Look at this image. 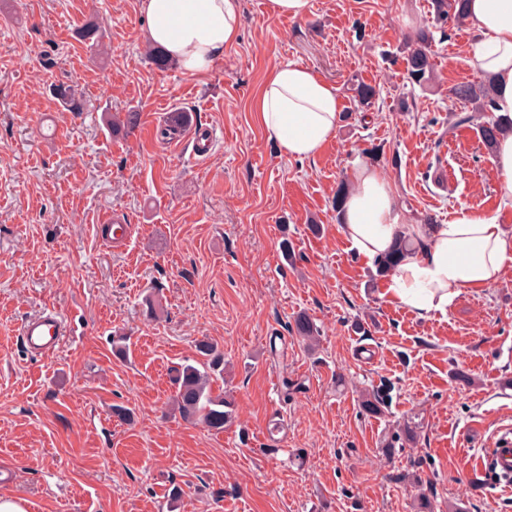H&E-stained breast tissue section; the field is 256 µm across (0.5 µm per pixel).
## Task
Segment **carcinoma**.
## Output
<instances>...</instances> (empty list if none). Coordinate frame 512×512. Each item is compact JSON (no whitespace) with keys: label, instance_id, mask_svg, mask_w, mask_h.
Segmentation results:
<instances>
[{"label":"carcinoma","instance_id":"1","mask_svg":"<svg viewBox=\"0 0 512 512\" xmlns=\"http://www.w3.org/2000/svg\"><path fill=\"white\" fill-rule=\"evenodd\" d=\"M466 0H431V8L436 23L447 25L459 24L466 20ZM407 75L412 83L425 87L433 79L431 62V40L427 31L416 33L411 46L406 50ZM454 97L471 111L453 113L448 119V129L469 125L480 118L483 112L496 109L491 81L485 79L476 83L460 84L453 90ZM482 143L487 149L497 140L501 125L497 117L479 125ZM413 246V242L403 238L396 248L382 257L377 271L386 276L393 271L404 251ZM294 332L306 341L319 335L317 327L309 317L298 316L294 321ZM197 359L192 363H184L175 368L174 384L176 386L174 403L181 419L191 423H201L205 427L221 431L234 418V402L228 395L212 396L210 381L213 377L224 373V356L212 342L203 339L196 346ZM386 403L381 390L372 391L362 396L361 408L368 414L379 415Z\"/></svg>","mask_w":512,"mask_h":512}]
</instances>
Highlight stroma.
Wrapping results in <instances>:
<instances>
[{"label":"stroma","instance_id":"stroma-1","mask_svg":"<svg viewBox=\"0 0 512 512\" xmlns=\"http://www.w3.org/2000/svg\"><path fill=\"white\" fill-rule=\"evenodd\" d=\"M140 2L0 0V466L13 473L0 495L28 512H417L400 479L414 471L434 512H512V491L472 470L512 425V263L422 318L388 297L333 206L371 163L403 223L444 224L465 206L512 233L477 126L448 128L453 88L485 77L472 25H436L429 0H311L300 20L239 0L237 42L192 75L154 63ZM87 25L98 39L79 38ZM423 27L424 88L403 55ZM289 62L342 101L335 138L311 160L288 157L251 108ZM359 82L376 88L374 107L358 105ZM60 85L79 110L56 98ZM130 112L136 125L112 136L108 120ZM174 112L221 128L207 160L192 158L190 131L163 138ZM117 217L133 233L112 243ZM49 309L70 331L29 355L20 326ZM302 312L320 331L312 350L293 331ZM204 338L226 363L212 392L236 405L221 432L183 421L172 401L173 367ZM372 388L387 395L377 416L359 407ZM410 417L415 443H394Z\"/></svg>","mask_w":512,"mask_h":512}]
</instances>
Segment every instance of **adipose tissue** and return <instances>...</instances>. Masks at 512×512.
Wrapping results in <instances>:
<instances>
[{
    "mask_svg": "<svg viewBox=\"0 0 512 512\" xmlns=\"http://www.w3.org/2000/svg\"><path fill=\"white\" fill-rule=\"evenodd\" d=\"M140 8L150 43L191 74L208 71L239 36L238 0H141ZM466 12L475 30L471 51L493 81L496 113L512 119V0H467ZM252 108L289 157L312 159L335 138L342 106L334 86L288 63L266 75ZM352 179L342 235L370 265L398 238L418 241L389 274L387 292L419 316L446 311L464 290L489 287L512 262V233L497 216L461 207L445 224H405L376 169L358 165Z\"/></svg>",
    "mask_w": 512,
    "mask_h": 512,
    "instance_id": "obj_1",
    "label": "adipose tissue"
}]
</instances>
